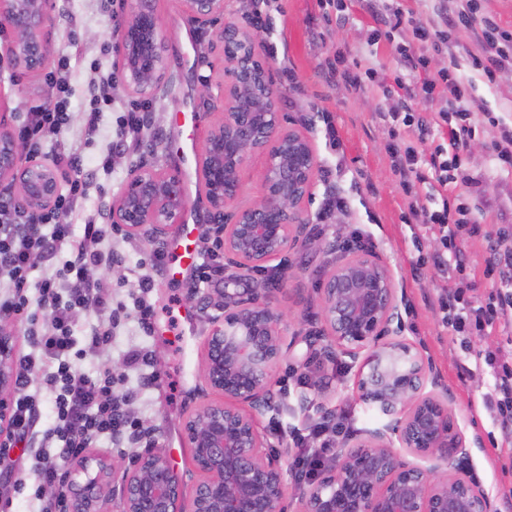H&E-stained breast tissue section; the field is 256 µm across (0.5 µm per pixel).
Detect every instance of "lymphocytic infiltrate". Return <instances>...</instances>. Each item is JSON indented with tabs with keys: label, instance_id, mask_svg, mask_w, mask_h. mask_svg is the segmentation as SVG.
<instances>
[{
	"label": "lymphocytic infiltrate",
	"instance_id": "obj_1",
	"mask_svg": "<svg viewBox=\"0 0 512 512\" xmlns=\"http://www.w3.org/2000/svg\"><path fill=\"white\" fill-rule=\"evenodd\" d=\"M477 11L473 2L467 12L447 15L445 24L451 28L480 21L486 54L475 67L490 82L506 48L512 47V33L489 19H477ZM443 36V30L420 23L413 28V45L401 50L410 72L417 75L409 90L410 98L427 102L440 88L447 89L450 95L447 110L438 113L433 125L417 126L423 140L432 129L446 130L447 145L437 146L427 157L411 147L392 148L397 158L396 169L406 185L426 182L432 173L441 187H450L453 179L449 171L460 163L473 133L457 60H450L447 68L436 73L428 71L423 48ZM69 78L70 62L65 59L58 73L51 77L59 95L54 108L27 113L18 126L19 139L37 149L69 125ZM56 164L67 172L68 178L65 189L57 193L49 207L20 215L9 201L0 198V277L6 279L10 288L9 295L0 298V318L20 317L36 324L38 315L32 311V303L50 310L48 325L32 334L29 352L18 361L14 386L19 396L10 409L13 432L6 442L7 447L20 448L30 438L40 441L33 486V496L39 501L37 512H66V493L59 471L63 457L80 456L90 446L105 441H138L144 437L138 419L125 411L122 397L115 394L116 379L111 371L103 368L98 375L91 376L80 372L74 363L77 311H94L103 316L85 336L88 349H97L112 340V294L100 281L91 278L90 271L114 263L115 256L107 247L112 225L106 204H99L93 214L81 213L93 171L74 153L58 154ZM478 191V182H470L441 210L423 213L427 221L445 230L443 249L433 255L432 263L447 273L452 282L460 279L468 267L463 242L483 233V226L468 203ZM79 216L83 217V224L73 225V218ZM61 251L66 258L61 266H54L53 261ZM36 256L50 263L51 268L39 282L38 299L33 302L27 288L32 259ZM483 275L490 284L484 300L471 301L457 288L440 304L446 326L456 335H479L493 330L502 321L512 322V229L497 231ZM485 363L492 371L493 383L483 402L495 407L502 436L512 441V364L495 355L486 357ZM44 388L55 394L53 422L48 426L41 422L40 391ZM348 427L349 415L343 412L334 420L320 419L310 430L297 428L291 432L290 440L297 450L292 465L298 482H310L318 475L338 435ZM47 487L55 488L54 501H44L43 490Z\"/></svg>",
	"mask_w": 512,
	"mask_h": 512
}]
</instances>
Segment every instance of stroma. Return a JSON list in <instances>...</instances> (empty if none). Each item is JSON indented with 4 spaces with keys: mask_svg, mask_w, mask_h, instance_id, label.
<instances>
[{
    "mask_svg": "<svg viewBox=\"0 0 512 512\" xmlns=\"http://www.w3.org/2000/svg\"><path fill=\"white\" fill-rule=\"evenodd\" d=\"M165 43L166 71L170 78L164 93L147 99L128 89L122 77V47L118 31L125 21V0H51V20L43 31L47 43L44 69L28 73L10 65L0 69V113L11 126H18L25 113L43 108L51 93L49 74L63 56H71L69 110L71 121L60 137L44 142L41 160L52 161L63 151L80 153L85 160L108 153L112 169L98 173L89 186L85 211L99 200H113L134 169L148 163L175 175L184 190L188 207L183 221L169 226L164 241L149 242L130 236L125 226L112 227V249L118 256L120 276L109 268H95L92 275L112 291L117 322L110 345L77 360L83 373L98 367H114L120 377L119 392H133L127 409L151 431L148 441L124 444L122 450L97 445L96 456L129 461L145 449L167 455L188 483L198 475L190 445L182 431V419L209 400L202 377L205 337L221 309L200 310L188 288L206 263L208 280L200 295L215 297L233 269L216 250L209 232L210 213L205 198L199 157L204 140L223 113L224 55L216 43V29L193 26L179 0H156ZM440 0H224L225 20L257 28L260 52L269 64V74L278 90L277 109L284 124L309 139L316 157L311 197L305 205L308 216L307 243L289 250L286 262H271L257 272L260 280L278 279L272 301L285 314L290 331L305 333L308 319L316 312L319 288L334 264L337 251L358 240L365 249L380 255L392 274L404 334L421 348L442 383L452 392L453 409L468 435L478 437L467 466L490 492L501 512H512V448L503 442L499 427L485 408L481 396L492 377L480 355L497 351L512 357V329L495 328L490 334L473 336L461 347L441 322L439 300L448 293V281L431 266L414 271L418 258L441 250L438 225L422 223L416 212L426 195H440L436 179L406 187L395 170L389 149L394 138L432 152L435 141L419 143L410 127L392 126L383 113L396 111L406 91L397 84L408 71L398 48L412 41V25L421 22L442 25ZM401 12L398 28L386 24L387 16ZM457 55L463 73L471 80L467 100L473 111V147L465 151L463 165L454 172L457 183L481 182V192L471 201L488 231L512 225V173L498 172L490 159L503 124L512 123V63L497 72L493 82L484 81L474 69V59L483 57L484 46L473 28L453 30L446 44L428 50L430 70L448 65ZM354 72L372 71L360 91H352L336 73L337 66ZM115 73L111 104L102 106L95 136H88L82 114L89 107L93 83L99 74ZM211 94L199 95L201 85ZM144 118L132 146L121 145L122 122L128 113ZM342 196L347 205L326 210L325 200ZM190 235L198 263L177 251L176 243ZM470 261L468 274L459 283L467 297L484 296L489 285L482 272L490 256L485 239L465 244ZM162 253L161 268L152 273L153 288L147 300L154 308L149 328L138 322L134 301L138 279L154 253ZM132 348L149 354L150 365L127 367L123 355ZM308 348L298 342L273 377V388L282 400L276 418H264L260 429L269 450L286 448L287 428L311 426L322 409L333 413L349 410L351 434L358 435L382 425V418L359 402L354 394L356 369L348 359L328 365V386L313 392V407H294L296 392L305 388L311 371L306 366ZM471 366L462 375L461 365ZM33 456L14 459L9 470H0V501L7 512H34L35 502L19 478H33Z\"/></svg>",
    "mask_w": 512,
    "mask_h": 512,
    "instance_id": "obj_1",
    "label": "stroma"
}]
</instances>
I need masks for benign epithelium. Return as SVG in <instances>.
<instances>
[{
    "mask_svg": "<svg viewBox=\"0 0 512 512\" xmlns=\"http://www.w3.org/2000/svg\"><path fill=\"white\" fill-rule=\"evenodd\" d=\"M198 26L224 18V0H180ZM50 0H0V29L20 34L17 65L43 68L42 30ZM127 86L150 96L165 74L161 18L155 0H127L118 32ZM224 53V115L210 129L200 155L211 233L228 261L260 271L304 241V202L316 159L309 140L286 127L257 34L228 22L217 33ZM265 157L263 191L253 205L226 212L240 196L251 157ZM8 182L21 207L53 202L58 177L28 159L0 123V184ZM186 200L179 180L142 166L122 186L110 212L113 224L156 241L180 222ZM264 282L224 289V318L204 343L203 379L215 399L184 419L199 480L189 486L170 459L147 450L131 462L86 455L65 460L62 483L68 512H104L108 488L119 490V512H288L290 451L269 453L260 420L279 412L271 390L287 355L284 314ZM397 288L382 258L365 250L344 253L320 289L313 357L334 362L343 354L358 366V399L388 423L339 441L334 463L302 492L296 512H496L485 487L462 467L476 438L461 427L453 396L414 342L399 334ZM14 336L0 327V437L11 432L8 391L13 383Z\"/></svg>",
    "mask_w": 512,
    "mask_h": 512,
    "instance_id": "1",
    "label": "benign epithelium"
}]
</instances>
